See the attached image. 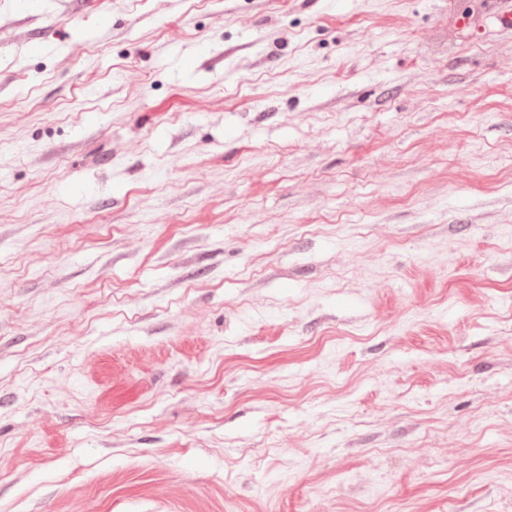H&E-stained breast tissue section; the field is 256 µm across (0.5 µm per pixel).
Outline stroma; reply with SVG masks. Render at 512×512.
<instances>
[{"instance_id": "35a3bbf8", "label": "stroma", "mask_w": 512, "mask_h": 512, "mask_svg": "<svg viewBox=\"0 0 512 512\" xmlns=\"http://www.w3.org/2000/svg\"><path fill=\"white\" fill-rule=\"evenodd\" d=\"M501 0H0V512H512Z\"/></svg>"}]
</instances>
